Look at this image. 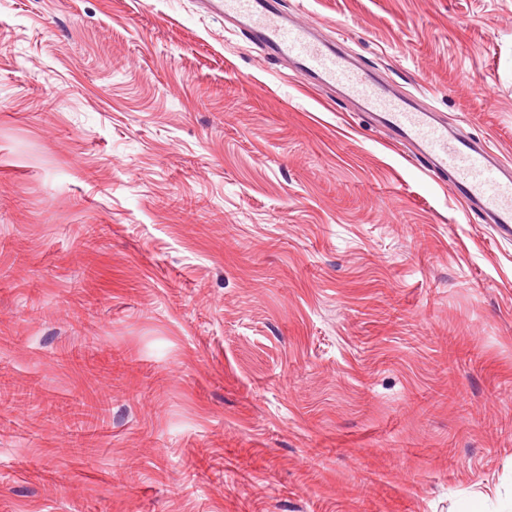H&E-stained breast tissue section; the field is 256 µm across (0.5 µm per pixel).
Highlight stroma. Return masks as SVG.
<instances>
[{
	"label": "stroma",
	"instance_id": "35a3bbf8",
	"mask_svg": "<svg viewBox=\"0 0 512 512\" xmlns=\"http://www.w3.org/2000/svg\"><path fill=\"white\" fill-rule=\"evenodd\" d=\"M280 3L512 164V0ZM206 4L0 0V512H512V242Z\"/></svg>",
	"mask_w": 512,
	"mask_h": 512
}]
</instances>
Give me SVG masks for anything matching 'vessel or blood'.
<instances>
[{"label": "vessel or blood", "instance_id": "vessel-or-blood-1", "mask_svg": "<svg viewBox=\"0 0 512 512\" xmlns=\"http://www.w3.org/2000/svg\"><path fill=\"white\" fill-rule=\"evenodd\" d=\"M217 2L225 21L243 24L254 42L311 83L340 89L371 126L388 131L410 160L449 186L467 211L512 238V168L496 164L485 142L461 135L436 112L381 82L341 46L288 20L277 0Z\"/></svg>", "mask_w": 512, "mask_h": 512}]
</instances>
